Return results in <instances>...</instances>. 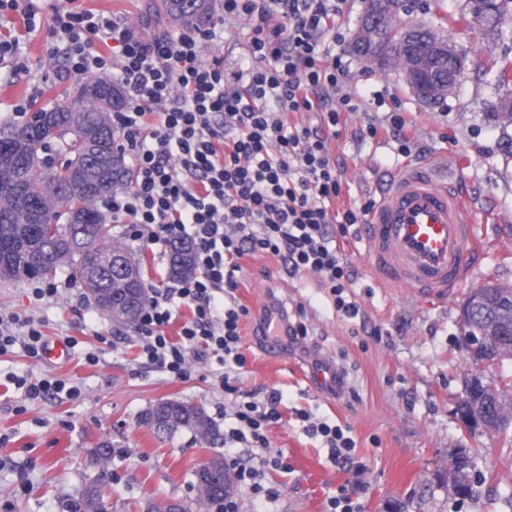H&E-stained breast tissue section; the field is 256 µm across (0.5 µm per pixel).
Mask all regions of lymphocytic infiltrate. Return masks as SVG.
Listing matches in <instances>:
<instances>
[{
  "label": "lymphocytic infiltrate",
  "mask_w": 512,
  "mask_h": 512,
  "mask_svg": "<svg viewBox=\"0 0 512 512\" xmlns=\"http://www.w3.org/2000/svg\"><path fill=\"white\" fill-rule=\"evenodd\" d=\"M343 0H224L222 20L248 21L252 36L248 66L226 73L222 56H205L218 39L217 24L171 37H139L128 25L74 7L57 13L50 37L62 44L69 75L112 76L126 90L123 111L112 121L126 143L136 177L113 194L105 208L132 239L167 247L191 240L196 270L172 286L154 290L139 319L142 354L172 378H187L194 366L218 361L220 383L236 393L238 371L247 363L240 322L248 309L235 296L247 255L267 254L291 274H312L329 291L338 312L359 313L348 290L355 280L339 245L351 224L366 223L374 205L339 211L338 159L331 142L340 138V115L352 108L349 96L330 93L344 73L341 63H324L322 41L331 15ZM112 41V54L101 43ZM288 112L316 113L317 125L284 123ZM224 302L215 305V294ZM192 316L171 341L167 329L179 305ZM265 343L298 344L308 329L287 311L264 313ZM22 345L41 357L44 334L33 321L0 314V354ZM278 389L263 400H239L228 444L268 445L266 429L283 420ZM308 435L322 439L341 467L354 463L356 443L340 425L301 410ZM277 456L226 458L236 485L264 500L275 491L262 479L281 466Z\"/></svg>",
  "instance_id": "f902f5d3"
}]
</instances>
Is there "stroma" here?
<instances>
[{
  "mask_svg": "<svg viewBox=\"0 0 512 512\" xmlns=\"http://www.w3.org/2000/svg\"><path fill=\"white\" fill-rule=\"evenodd\" d=\"M466 0H411L404 21L442 28L466 54L460 82L443 101L419 99L397 72L359 60L349 42L364 9L363 0H345L330 23L324 46L345 69L340 92L351 94L354 111L343 113L335 150L341 172L339 210L378 197L393 176L411 165L432 168L439 181L469 204L481 249L468 265L467 279L445 296L423 297L379 280L371 266L363 225L349 228L344 257L352 269L356 318L336 313L329 294L311 274H290L277 258L244 257L245 278L236 292L249 311L241 328L248 363L241 391L274 387L283 396V423L270 426L269 449L235 445L242 457L282 455L284 468L268 471L264 485L278 492L266 503L250 491L236 493L238 512H326L330 496L347 484L358 490L363 512H512V425L500 432L471 431L456 412L464 374L471 363L459 344L461 308L468 292L495 280L512 285V158L501 150V130L491 107L502 92L485 77L482 64L512 54V39L496 40L477 24L458 20ZM81 9L134 27L143 38L176 34L160 11V0H77ZM67 0H39L36 27L25 31L20 13L0 19V38H19L27 70L15 76L13 63L0 61V121L13 119L14 105L51 108L78 83L63 58H50L49 30ZM250 26L230 21L224 39L212 48L228 69L246 66ZM411 120L410 142L399 150L393 138L369 139L370 125L388 124L392 113ZM112 233L126 240L142 263L148 288L170 284L167 260L152 246L130 240L127 227ZM34 282L0 280V311L19 312L39 322L50 343L67 347L59 360L28 357L21 347L0 355V512H62L61 503L80 495L86 476L96 475L88 450L110 440L114 454L107 490L114 512H140L145 500L195 496L193 472L224 453L212 442L182 432L158 441L138 423L145 408L160 400L188 401L205 409L218 431L228 430L226 411L234 398L214 378V366H198L190 378L172 379L141 355L136 329L112 321L88 301L81 288L68 286L59 296L33 300ZM297 312L308 328L307 344L317 346L340 368L344 388L332 394L316 377L311 361L260 344L251 336V316L269 298ZM95 353L97 364L85 356ZM53 375L81 389L78 399L49 396L24 400L7 383L8 375ZM349 429L356 442L355 465L336 466L323 443L309 436L295 412ZM474 455L471 480L476 493L455 494L449 468L461 451Z\"/></svg>",
  "mask_w": 512,
  "mask_h": 512,
  "instance_id": "1",
  "label": "stroma"
}]
</instances>
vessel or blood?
<instances>
[{
	"label": "vessel or blood",
	"instance_id": "obj_1",
	"mask_svg": "<svg viewBox=\"0 0 512 512\" xmlns=\"http://www.w3.org/2000/svg\"><path fill=\"white\" fill-rule=\"evenodd\" d=\"M468 207L422 166L390 182L368 217L372 266L383 282L443 295L467 275V254L479 249Z\"/></svg>",
	"mask_w": 512,
	"mask_h": 512
}]
</instances>
